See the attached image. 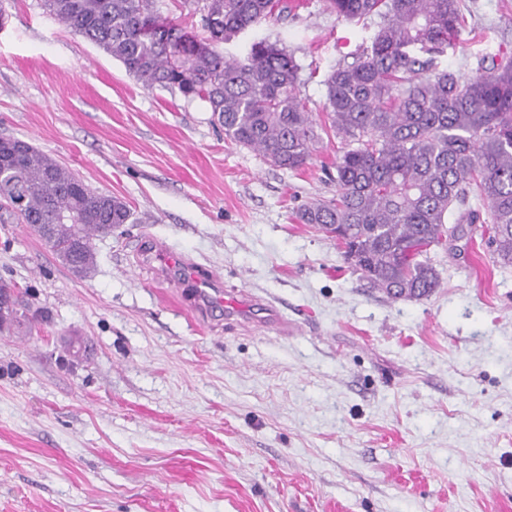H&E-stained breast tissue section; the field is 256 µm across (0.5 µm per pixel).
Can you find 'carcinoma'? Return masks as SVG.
<instances>
[{"label":"carcinoma","instance_id":"obj_1","mask_svg":"<svg viewBox=\"0 0 512 512\" xmlns=\"http://www.w3.org/2000/svg\"><path fill=\"white\" fill-rule=\"evenodd\" d=\"M336 17L382 19L371 52L324 79L325 121L299 95L302 67L284 48L255 44L230 60L164 17L158 0H44L75 34L119 60L144 88L205 102L231 142L296 171L321 135L342 145L335 195L295 211L336 241L360 278L393 300L440 286L426 247L448 224L484 225L493 254L512 263V61H481L471 74L436 70L433 53L462 28L460 0H323ZM214 42L290 9L287 0H182ZM0 138V208L22 224H52L44 243L73 276L96 268L93 240L133 213L90 188L47 153ZM487 205L481 216L469 201Z\"/></svg>","mask_w":512,"mask_h":512}]
</instances>
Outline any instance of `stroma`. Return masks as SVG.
Here are the masks:
<instances>
[{"mask_svg":"<svg viewBox=\"0 0 512 512\" xmlns=\"http://www.w3.org/2000/svg\"><path fill=\"white\" fill-rule=\"evenodd\" d=\"M292 3L217 49L286 48L320 120L325 76L370 52L377 23ZM462 8L437 70L512 56V0ZM0 137L134 215L95 239L85 280L0 220V283L43 314L0 333V512H512V263L481 237L432 251L429 297L387 298L293 216L334 195L336 139L301 170L274 167L205 102L144 89L42 0H0ZM141 240L254 306L228 320L182 308L175 281L140 269ZM69 336L87 359L62 362Z\"/></svg>","mask_w":512,"mask_h":512,"instance_id":"obj_1","label":"stroma"}]
</instances>
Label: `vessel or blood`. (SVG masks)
<instances>
[{
    "mask_svg": "<svg viewBox=\"0 0 512 512\" xmlns=\"http://www.w3.org/2000/svg\"><path fill=\"white\" fill-rule=\"evenodd\" d=\"M148 261L155 264L160 276L174 279L188 288L192 307L233 315L234 309L225 299L224 286L218 275L206 271L195 261L175 255L160 241L155 242Z\"/></svg>",
    "mask_w": 512,
    "mask_h": 512,
    "instance_id": "b4317fda",
    "label": "vessel or blood"
}]
</instances>
